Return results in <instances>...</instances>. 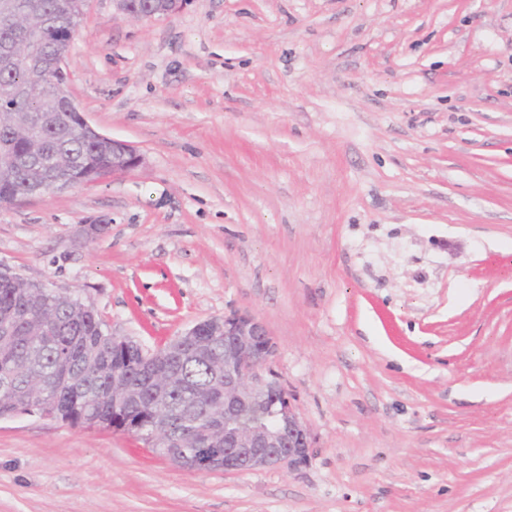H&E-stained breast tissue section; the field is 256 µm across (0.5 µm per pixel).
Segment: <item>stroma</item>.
I'll use <instances>...</instances> for the list:
<instances>
[{
    "instance_id": "35a3bbf8",
    "label": "stroma",
    "mask_w": 512,
    "mask_h": 512,
    "mask_svg": "<svg viewBox=\"0 0 512 512\" xmlns=\"http://www.w3.org/2000/svg\"><path fill=\"white\" fill-rule=\"evenodd\" d=\"M66 67L143 161L0 205V264L149 353L256 315L312 455L20 414L0 512H512V0H87ZM129 1L130 0H114L113 2H116L119 11L137 19H151L154 17L167 15L177 10L180 4L183 2V0H152L151 13L148 15H143L133 11L129 6Z\"/></svg>"
}]
</instances>
